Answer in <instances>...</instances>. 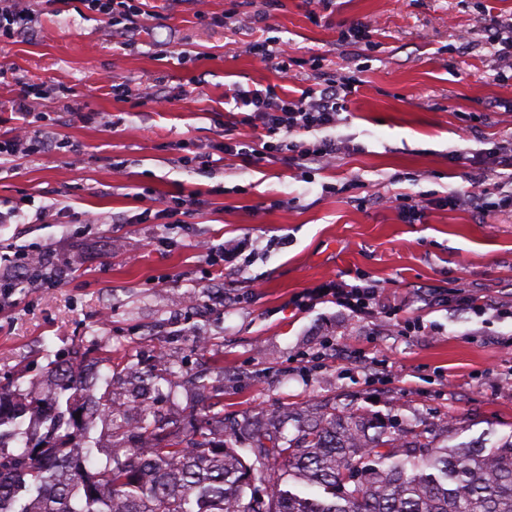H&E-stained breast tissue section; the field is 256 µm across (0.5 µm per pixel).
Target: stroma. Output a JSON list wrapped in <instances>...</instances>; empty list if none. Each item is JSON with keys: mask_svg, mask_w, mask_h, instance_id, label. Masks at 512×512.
<instances>
[{"mask_svg": "<svg viewBox=\"0 0 512 512\" xmlns=\"http://www.w3.org/2000/svg\"><path fill=\"white\" fill-rule=\"evenodd\" d=\"M142 2L144 29L121 56L83 0L40 9L33 35L0 42V141L21 122L24 88L70 140L0 165V209L29 202L25 223L0 224V260L49 251L69 267L56 284L15 281L0 305V387L51 395L42 382L64 359L93 368L129 425L144 406L163 423L203 413L200 374L228 430L279 416L291 437L295 416L327 403L446 426L456 443L511 434L512 316L496 309L512 306V212L447 198L512 137L500 109L512 80L482 21L486 8L512 16V0H331L317 22L303 0ZM263 11L266 23L239 26ZM351 22L369 25L371 47L338 44ZM268 37L288 45L287 72L250 54ZM116 61L132 90L122 102L103 81ZM322 74L361 81L334 130L355 151L310 170L183 163L220 144L228 86L297 95ZM149 83L171 103L141 102ZM418 195L431 204L411 224L403 208ZM173 197L197 199L187 224L141 221ZM200 240L238 250L210 259ZM340 280L377 288L372 317L301 307ZM470 297L487 312L466 309Z\"/></svg>", "mask_w": 512, "mask_h": 512, "instance_id": "stroma-1", "label": "stroma"}]
</instances>
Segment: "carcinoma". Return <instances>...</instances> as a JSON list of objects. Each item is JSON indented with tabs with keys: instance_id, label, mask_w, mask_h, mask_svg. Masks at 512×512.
<instances>
[{
	"instance_id": "carcinoma-1",
	"label": "carcinoma",
	"mask_w": 512,
	"mask_h": 512,
	"mask_svg": "<svg viewBox=\"0 0 512 512\" xmlns=\"http://www.w3.org/2000/svg\"><path fill=\"white\" fill-rule=\"evenodd\" d=\"M46 381L66 408L0 388V512H512V433L450 445L417 423L333 407L292 438L279 419L251 421L243 455L236 435L217 441L192 419L179 424L190 446L169 442L143 408L92 467L84 405L110 393L64 360ZM20 434L23 447H6Z\"/></svg>"
}]
</instances>
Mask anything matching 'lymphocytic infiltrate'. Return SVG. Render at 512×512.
<instances>
[{
  "label": "lymphocytic infiltrate",
  "mask_w": 512,
  "mask_h": 512,
  "mask_svg": "<svg viewBox=\"0 0 512 512\" xmlns=\"http://www.w3.org/2000/svg\"><path fill=\"white\" fill-rule=\"evenodd\" d=\"M32 0H0V42L10 41L25 34L36 23ZM87 8L96 12L106 31L119 36L126 44L136 40L143 14L140 0H84ZM354 90L352 81L325 77L315 86L303 89L300 95L277 92L274 86L265 89L233 88L231 97L245 107L241 122L257 135L258 144L239 138L225 139L222 149L227 154H238L250 163L260 165L278 161L298 169H306L335 158L344 145L324 138L323 130L336 127L340 121L346 97ZM14 107L24 116L13 136L0 141V159L28 156L51 146L66 147L67 137L59 131L43 133L36 128L42 119L37 102L29 92H20ZM366 318L375 312L377 291L370 287L335 282L327 289L307 292L300 300L301 307L310 308L325 298Z\"/></svg>",
  "instance_id": "obj_1"
}]
</instances>
